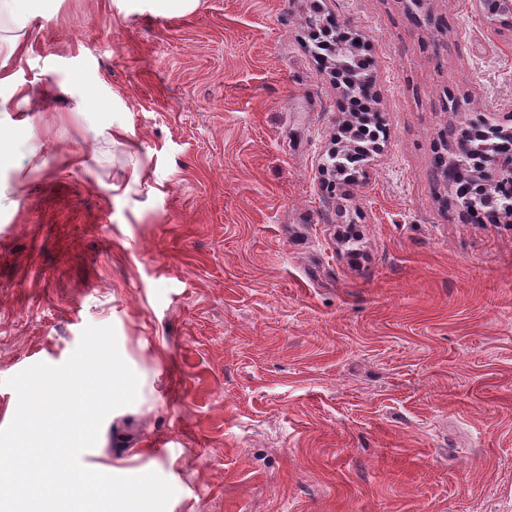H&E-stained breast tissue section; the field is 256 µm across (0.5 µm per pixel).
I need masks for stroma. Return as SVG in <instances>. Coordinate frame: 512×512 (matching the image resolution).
<instances>
[{"instance_id": "obj_1", "label": "stroma", "mask_w": 512, "mask_h": 512, "mask_svg": "<svg viewBox=\"0 0 512 512\" xmlns=\"http://www.w3.org/2000/svg\"><path fill=\"white\" fill-rule=\"evenodd\" d=\"M322 7L385 123L327 193ZM0 114L4 381L113 326L139 380L82 465L167 512H512V222L456 212L441 136L512 118V32L471 0H48Z\"/></svg>"}]
</instances>
